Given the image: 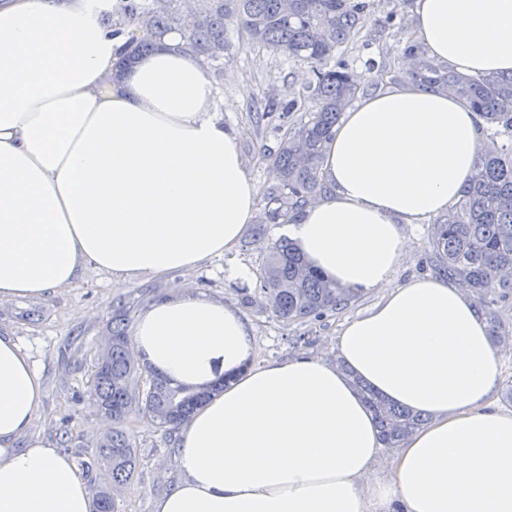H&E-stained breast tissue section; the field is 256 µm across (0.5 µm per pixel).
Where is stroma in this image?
<instances>
[{
  "instance_id": "1",
  "label": "stroma",
  "mask_w": 512,
  "mask_h": 512,
  "mask_svg": "<svg viewBox=\"0 0 512 512\" xmlns=\"http://www.w3.org/2000/svg\"><path fill=\"white\" fill-rule=\"evenodd\" d=\"M376 17L396 15L382 32H365L344 49L352 71L399 69L403 48L414 38L413 9L398 0H375ZM224 38L229 46L224 68L213 74L224 122L240 134L241 148L251 176L262 190L274 179L272 164L281 139L308 119L306 112L274 113L258 120L268 101L301 97L311 75L306 64L252 45L237 25H228ZM404 233L409 248L391 278L398 287L429 276L428 227L408 224ZM265 252L244 235L237 250L213 259L189 274L170 273L158 277H133L115 281L103 272L86 271L76 287L49 292L37 299L0 305V334L15 337L29 349L44 382V398L30 436L47 437L58 451L70 457L86 481H93L89 465L92 452L111 431L109 417L84 399L92 360L112 333V319L125 315L136 324L151 301L172 297L193 287L206 296L236 305L240 289L255 296V303L242 314L258 344L257 362L284 360L297 355L334 359L336 336L351 317L369 310L381 290L358 294L343 311L327 313L320 320L283 323L259 303L260 277ZM136 454L132 481L118 487L114 499L119 512H154L156 499L171 489L179 473L175 460L177 436L144 415L130 414L123 423Z\"/></svg>"
}]
</instances>
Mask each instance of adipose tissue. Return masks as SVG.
<instances>
[{
  "instance_id": "1",
  "label": "adipose tissue",
  "mask_w": 512,
  "mask_h": 512,
  "mask_svg": "<svg viewBox=\"0 0 512 512\" xmlns=\"http://www.w3.org/2000/svg\"><path fill=\"white\" fill-rule=\"evenodd\" d=\"M116 0H0V304L81 281L190 272L233 252L261 188L201 59L165 36L120 80ZM430 62L512 71V0H414ZM476 112L410 84L344 113L325 194L286 225L349 290L385 288L336 338L339 364H254L238 310L186 288L140 316L134 348L171 383L222 390L181 426L179 478L154 512H512V412L494 404L488 315L454 281L389 282L402 227L445 213L470 176ZM429 415L375 475L380 440L355 388ZM44 385L0 336V512H91L71 458L29 434Z\"/></svg>"
}]
</instances>
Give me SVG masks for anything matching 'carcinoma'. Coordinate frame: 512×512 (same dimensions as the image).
I'll list each match as a JSON object with an SVG mask.
<instances>
[{"mask_svg":"<svg viewBox=\"0 0 512 512\" xmlns=\"http://www.w3.org/2000/svg\"><path fill=\"white\" fill-rule=\"evenodd\" d=\"M119 11L146 36L128 42L115 65L117 78L172 31L181 34V49L203 57L206 69L219 73L227 50L224 29L232 23L253 43L305 63L311 73L307 97L315 110L281 141L264 219L289 223L326 191L320 174L325 145L342 112L365 88L349 71L342 48L359 37L368 22L385 26L374 17V0H192L187 8L183 0H119ZM403 54L414 60V67L397 72L394 80L407 77L447 91L481 119L482 147L473 173L454 206L430 228L431 270L469 291L494 323L498 341L507 343L512 323H505L501 310L512 305V73L469 75L435 67L412 42ZM254 242L266 253L261 289L266 308L277 320H318L348 307L356 297L312 269L291 240L271 241L259 227ZM356 386L373 410L384 447H398L427 423V416L385 403L364 383ZM223 387L222 377L206 387L172 385L149 364L133 358L126 323L114 319L112 344L97 355L88 390L89 403L116 424L92 453L99 470L95 512H117L112 489L129 483L136 469L133 444L118 424L137 412L178 429Z\"/></svg>","mask_w":512,"mask_h":512,"instance_id":"cac0c4a2","label":"carcinoma"}]
</instances>
